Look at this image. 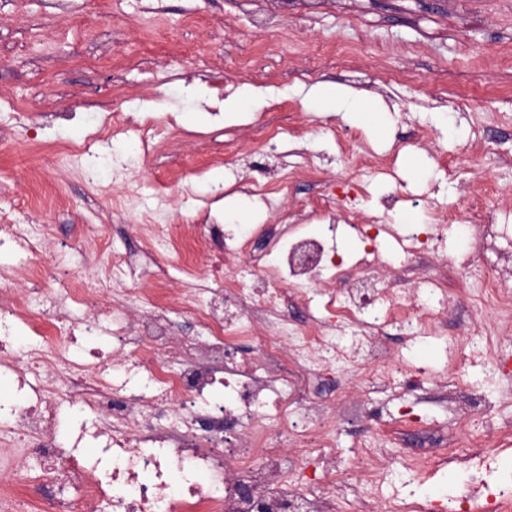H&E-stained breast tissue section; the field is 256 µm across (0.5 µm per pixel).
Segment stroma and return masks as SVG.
I'll list each match as a JSON object with an SVG mask.
<instances>
[{"label":"stroma","mask_w":512,"mask_h":512,"mask_svg":"<svg viewBox=\"0 0 512 512\" xmlns=\"http://www.w3.org/2000/svg\"><path fill=\"white\" fill-rule=\"evenodd\" d=\"M342 85L377 97L386 109L379 127H357L312 111L310 86ZM204 87L221 105L244 87L261 89L260 109L234 123L208 121L186 95ZM174 124L178 135L142 150L132 132L113 131L94 152L57 163L60 146L88 138L89 115L107 110ZM293 116L295 135L270 151L267 135L278 114ZM463 122L464 137L449 136L439 114ZM0 118L13 126L0 144V206L53 193L43 217L57 240L78 242L102 230V243L135 254L143 247L137 214L156 195L168 198L158 221L178 225L180 251L164 281L146 280L162 297L180 286L179 267L203 266L194 227L207 216L234 214L240 232L276 223L281 209L325 193L347 199L340 222L428 221L426 193L450 214L481 204L485 215L512 210V0H0ZM346 145H339V138ZM305 158L308 172L272 179L267 201L250 199L240 182ZM391 163L390 176L366 164ZM135 181L136 198L116 209L112 199ZM394 199L385 208V199ZM482 316L450 308L441 336L406 346L387 326L390 360L406 358L424 386L402 381L369 389L365 380L336 374V396L368 401L381 425L371 431L336 410L330 425L342 466L361 445L388 448L389 492L445 512L467 473L431 470L410 475L422 455L420 431L445 436L463 452L481 434V417H464L458 402L439 401L448 382L512 411V376L473 356L453 366L456 342L480 331ZM494 448L497 462L461 512H487L486 498L512 489V447Z\"/></svg>","instance_id":"1"}]
</instances>
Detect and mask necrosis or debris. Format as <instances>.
Masks as SVG:
<instances>
[{
	"mask_svg": "<svg viewBox=\"0 0 512 512\" xmlns=\"http://www.w3.org/2000/svg\"><path fill=\"white\" fill-rule=\"evenodd\" d=\"M438 248L419 234L395 237L403 261L384 278L371 259L337 273L329 237L338 230L371 239L367 224L323 225L320 235L296 232L301 213L261 225V254L233 243L223 224L199 230L219 257L211 273L186 270L182 298L143 307L132 286L141 271L109 248L86 252L55 244L52 227L0 210V443L18 449L0 470L24 489L0 497V512H339L338 468L330 430L312 425L331 402L312 393L309 376L358 358L367 379L389 384L384 326L413 325L418 338L446 322L448 300L424 257L469 268L470 256L493 249L512 226L471 222L469 253L447 249L456 217L438 210ZM92 265L94 276L62 281L67 257ZM267 281L262 290L252 279ZM481 285L461 304L491 309L478 345L498 369L497 314L512 309V288L499 270L479 274ZM332 281L325 306L337 326L310 318L289 321L287 307L309 308V289ZM181 311L196 325L176 335L168 314ZM69 420L66 442L57 430ZM318 448L309 482L288 462L292 448ZM379 448H367L353 467L365 489L349 512H421L382 491L384 470L370 469Z\"/></svg>",
	"mask_w": 512,
	"mask_h": 512,
	"instance_id": "obj_1",
	"label": "necrosis or debris"
}]
</instances>
